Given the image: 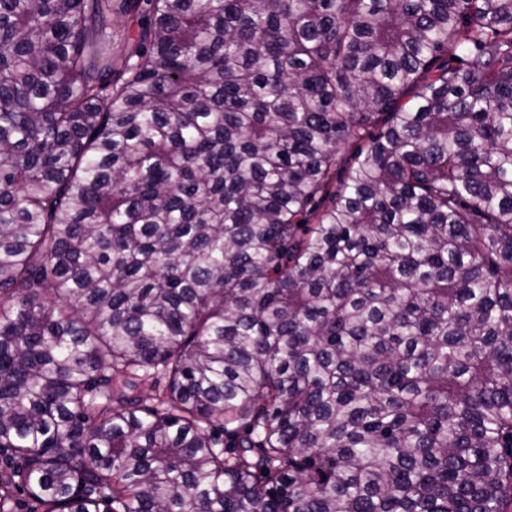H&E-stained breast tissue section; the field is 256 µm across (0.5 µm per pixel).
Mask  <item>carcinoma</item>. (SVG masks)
<instances>
[{
  "label": "carcinoma",
  "instance_id": "obj_1",
  "mask_svg": "<svg viewBox=\"0 0 512 512\" xmlns=\"http://www.w3.org/2000/svg\"><path fill=\"white\" fill-rule=\"evenodd\" d=\"M20 495L512 512V0H0Z\"/></svg>",
  "mask_w": 512,
  "mask_h": 512
}]
</instances>
